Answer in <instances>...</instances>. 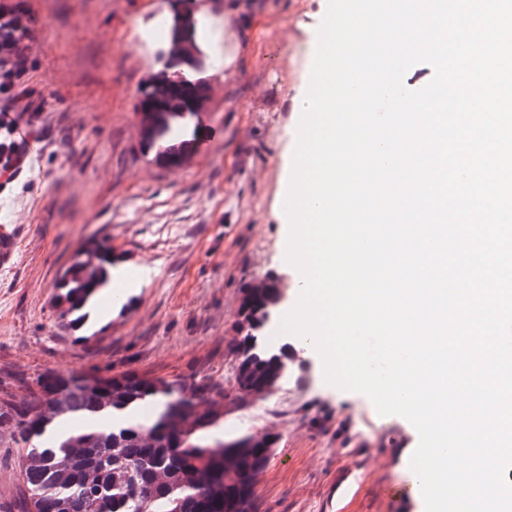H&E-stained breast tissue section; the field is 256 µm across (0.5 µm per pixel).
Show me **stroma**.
Masks as SVG:
<instances>
[{
    "label": "stroma",
    "instance_id": "35a3bbf8",
    "mask_svg": "<svg viewBox=\"0 0 512 512\" xmlns=\"http://www.w3.org/2000/svg\"><path fill=\"white\" fill-rule=\"evenodd\" d=\"M24 86L43 112L41 149L0 189V368L149 372L231 386L244 288L289 280L278 213L291 98L320 0H209L197 13L207 153L172 165L142 153L138 88L163 64L140 31L182 0H31ZM108 238L152 282L103 324L66 329L53 285L86 241ZM269 433L258 512H425L410 478L419 436L364 394L328 386L319 359L295 361L268 397L232 408L210 438Z\"/></svg>",
    "mask_w": 512,
    "mask_h": 512
}]
</instances>
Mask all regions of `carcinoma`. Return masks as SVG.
<instances>
[{
  "mask_svg": "<svg viewBox=\"0 0 512 512\" xmlns=\"http://www.w3.org/2000/svg\"><path fill=\"white\" fill-rule=\"evenodd\" d=\"M140 91L160 103V111L142 113L141 124L145 144L164 156L203 96L198 84L164 74ZM118 261L106 239L75 255L54 284L61 316L70 317L66 325L88 318L86 306ZM280 302L270 284L244 290L238 395L272 394L294 363L286 345L265 344ZM224 394L220 384L133 370L104 376L68 369L30 382L0 369V441L11 439L23 459L21 505L0 504V512H255L256 485L275 440L264 433L245 437L239 448L199 443V433L224 418ZM156 404L162 405L156 421L142 425L137 412ZM62 425L68 431L52 436Z\"/></svg>",
  "mask_w": 512,
  "mask_h": 512,
  "instance_id": "1",
  "label": "carcinoma"
}]
</instances>
